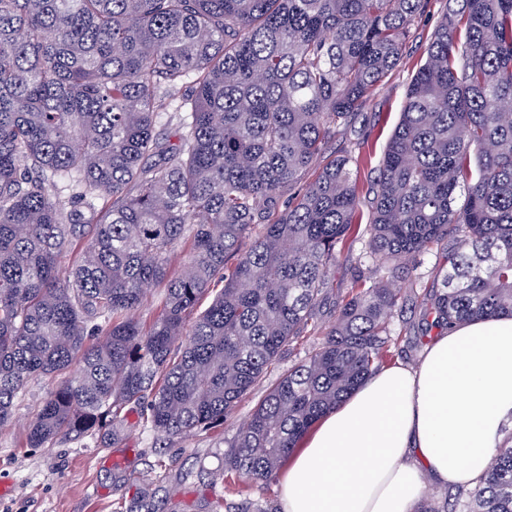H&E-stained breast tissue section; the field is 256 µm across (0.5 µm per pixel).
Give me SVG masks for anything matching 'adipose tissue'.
<instances>
[{"label":"adipose tissue","instance_id":"ef3b65f1","mask_svg":"<svg viewBox=\"0 0 512 512\" xmlns=\"http://www.w3.org/2000/svg\"><path fill=\"white\" fill-rule=\"evenodd\" d=\"M512 422V317L435 336L324 415L280 475L282 512H411L423 481L470 485Z\"/></svg>","mask_w":512,"mask_h":512}]
</instances>
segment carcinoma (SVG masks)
Instances as JSON below:
<instances>
[{"label":"carcinoma","mask_w":512,"mask_h":512,"mask_svg":"<svg viewBox=\"0 0 512 512\" xmlns=\"http://www.w3.org/2000/svg\"><path fill=\"white\" fill-rule=\"evenodd\" d=\"M427 7L0 0V426L29 381L77 362L28 422L27 446L91 430L108 445L142 401L158 436L216 427L302 338L365 205L370 276L227 440L220 476L273 481L393 356L396 282L433 247L449 245L442 287L425 293L435 328L512 316V0H448L366 192L347 151L294 194L400 65ZM150 287L164 299L143 323ZM126 512H154L151 489ZM413 512H512V434L473 486L425 491Z\"/></svg>","instance_id":"cac0c4a2"}]
</instances>
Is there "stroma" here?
<instances>
[{
  "label": "stroma",
  "mask_w": 512,
  "mask_h": 512,
  "mask_svg": "<svg viewBox=\"0 0 512 512\" xmlns=\"http://www.w3.org/2000/svg\"><path fill=\"white\" fill-rule=\"evenodd\" d=\"M444 3L430 0L426 12L412 26L401 66L379 83L349 124L337 126L335 137L325 148L328 158L344 149H359V187H366L383 159L401 118L407 86L426 59ZM363 248V241H356L353 259L337 264L336 286L319 305V328L309 331V341L319 338L321 328L332 323L339 304L361 275L356 256ZM306 351V343H302L284 354L268 371L264 383L213 429L163 439L146 427L141 406L132 404L126 409L120 439L107 447L90 434L44 448L27 447L24 427L53 384L49 378L29 382L17 400L14 424L0 429V512H125L149 481L156 485V498L163 501L165 512H214L227 498L236 503H278L280 487L275 482L261 488L241 478L234 493H227L219 476L224 466V440L248 420L268 383L304 358Z\"/></svg>",
  "instance_id": "stroma-1"
}]
</instances>
